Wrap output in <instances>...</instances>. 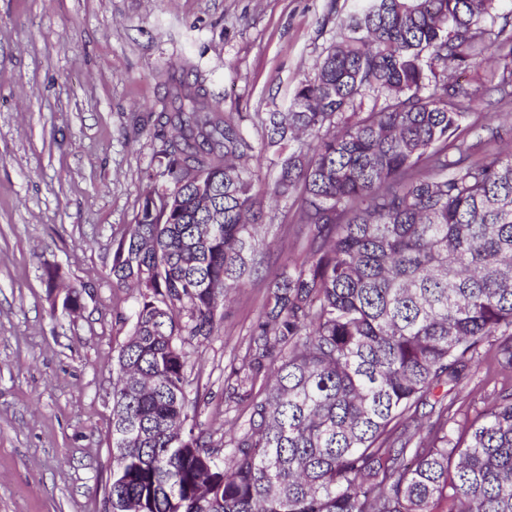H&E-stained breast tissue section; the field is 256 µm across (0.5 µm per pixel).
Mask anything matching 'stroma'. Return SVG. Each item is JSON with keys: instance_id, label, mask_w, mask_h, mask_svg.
<instances>
[{"instance_id": "1", "label": "stroma", "mask_w": 512, "mask_h": 512, "mask_svg": "<svg viewBox=\"0 0 512 512\" xmlns=\"http://www.w3.org/2000/svg\"><path fill=\"white\" fill-rule=\"evenodd\" d=\"M352 0H0V512H104L115 358L137 305L113 287L112 238L133 223L154 163L161 73L184 62L224 111H287ZM296 198L270 201V262L303 256ZM84 285L54 310L42 266ZM266 290L232 297L217 336L194 342L195 418L224 432V367L241 360ZM512 371L493 357L453 394L461 432Z\"/></svg>"}]
</instances>
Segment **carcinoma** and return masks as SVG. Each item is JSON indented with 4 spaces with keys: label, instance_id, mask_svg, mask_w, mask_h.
<instances>
[{
    "label": "carcinoma",
    "instance_id": "1",
    "mask_svg": "<svg viewBox=\"0 0 512 512\" xmlns=\"http://www.w3.org/2000/svg\"><path fill=\"white\" fill-rule=\"evenodd\" d=\"M502 2L362 0L256 142L193 68L166 73L155 176L112 241L137 309L105 512H512V388L456 438L446 401L486 345L512 370V146L471 160L502 142L497 113L454 78L512 45ZM493 91L512 98V62ZM270 150L307 235L274 271L254 166ZM253 278L265 309L224 367L246 426L216 442L189 415L186 344Z\"/></svg>",
    "mask_w": 512,
    "mask_h": 512
}]
</instances>
